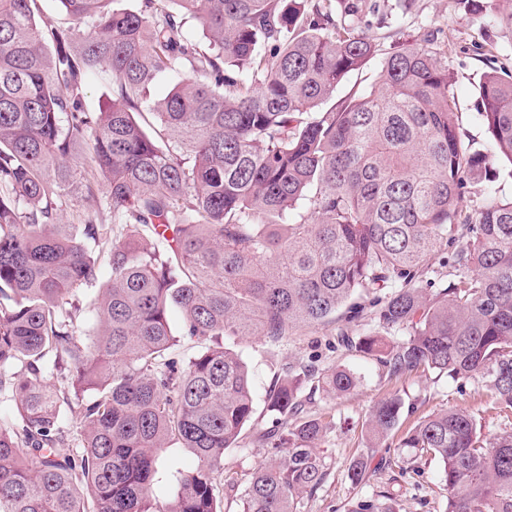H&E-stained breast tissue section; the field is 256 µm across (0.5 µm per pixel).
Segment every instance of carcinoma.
I'll list each match as a JSON object with an SVG mask.
<instances>
[{"mask_svg": "<svg viewBox=\"0 0 512 512\" xmlns=\"http://www.w3.org/2000/svg\"><path fill=\"white\" fill-rule=\"evenodd\" d=\"M76 21L43 28L37 0H0V512H297L323 483L326 425L300 392L352 393L344 368L288 371L267 396L279 421L262 435L279 458L243 489L224 478L255 406L228 339L279 341L300 327L361 317L374 299L380 331L350 349L389 379L420 370L480 378L512 413V197L485 193L462 215L466 175L512 167V71L484 74L478 101L486 150L465 141L448 63L434 35L382 51L389 0H58ZM196 22L204 49L184 31ZM381 56L383 79L336 98ZM197 74L159 99L160 74ZM104 67L112 100L85 108L83 76ZM147 108L161 130L138 120ZM87 148L110 222L83 237L62 223ZM460 242L445 280L430 260ZM110 277L98 285L101 269ZM96 326H74L83 289ZM211 344L183 360L176 335ZM405 330L387 343L383 334ZM55 374L57 382L47 381ZM404 401L380 400L349 471L393 460L377 448ZM77 423L65 426L64 414ZM174 439L194 457L173 501L151 483ZM71 446L66 453L63 445ZM401 447L428 453L448 489L447 512H512V430L486 436L467 409L430 416ZM353 512H399L389 489Z\"/></svg>", "mask_w": 512, "mask_h": 512, "instance_id": "cac0c4a2", "label": "carcinoma"}]
</instances>
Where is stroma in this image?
<instances>
[{"instance_id": "obj_1", "label": "stroma", "mask_w": 512, "mask_h": 512, "mask_svg": "<svg viewBox=\"0 0 512 512\" xmlns=\"http://www.w3.org/2000/svg\"><path fill=\"white\" fill-rule=\"evenodd\" d=\"M436 32L437 47L448 61V71L458 107V119L475 148H483L487 137L478 115L477 87L482 74L496 66L512 70V30L501 26L494 9L476 13L465 10L461 0H414L409 12L394 11L387 34L395 37ZM64 223L82 232L84 221L102 216L105 194L101 183L92 192L71 189L61 198ZM339 324L305 327L280 342L264 337L238 341L235 351L247 364L252 378L255 413L245 425L235 447L224 452V473L246 483L251 473L271 455L260 440L275 417L267 412L266 393L288 367L314 365L319 369L346 367L362 378L359 389L341 398L314 396L308 414L328 424L322 445L328 476L321 487L306 496L300 512H351L355 503L382 489L398 496L400 512H445L448 492L439 478V463L422 457L403 476L391 470L369 471L365 481L352 485L348 471L366 450L364 425L372 407L391 392H399L407 405L400 425L381 450L396 457L406 432L422 418L452 407H464L475 415L484 432L494 434L512 427V418L494 408L495 395L484 383L455 380L447 375L412 373L399 380L388 379L375 357L339 345ZM194 465L189 451L170 442L160 455L151 489L155 498L173 500L181 473Z\"/></svg>"}]
</instances>
